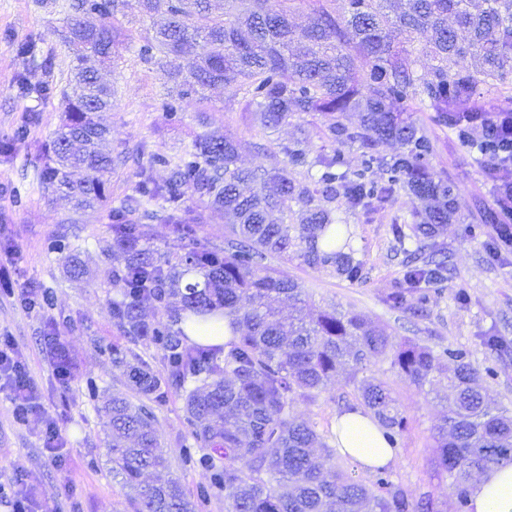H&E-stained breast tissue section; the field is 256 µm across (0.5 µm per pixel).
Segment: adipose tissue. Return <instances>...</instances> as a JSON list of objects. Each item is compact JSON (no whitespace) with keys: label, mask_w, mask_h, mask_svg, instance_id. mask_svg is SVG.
<instances>
[{"label":"adipose tissue","mask_w":512,"mask_h":512,"mask_svg":"<svg viewBox=\"0 0 512 512\" xmlns=\"http://www.w3.org/2000/svg\"><path fill=\"white\" fill-rule=\"evenodd\" d=\"M336 446L341 453L366 467H383L393 460L376 423L359 412L337 416ZM469 505L472 512H512V464L491 468L482 474Z\"/></svg>","instance_id":"ef3b65f1"}]
</instances>
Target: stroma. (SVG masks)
Instances as JSON below:
<instances>
[{"label":"stroma","mask_w":512,"mask_h":512,"mask_svg":"<svg viewBox=\"0 0 512 512\" xmlns=\"http://www.w3.org/2000/svg\"><path fill=\"white\" fill-rule=\"evenodd\" d=\"M62 4L63 0H0V140L12 137L25 116L36 117L26 137L16 143L11 159L0 160V264L9 266L17 285L53 294L52 306L30 311L17 296L0 291V332L12 336L19 358L67 442L61 464H52L38 429L17 423L11 403L0 392V484L22 479L35 488L48 512H131L120 481L107 464L109 437L101 414L112 397L137 398L124 369L113 364L109 353L121 340L109 311L112 226L103 210L70 221L65 200L43 195L36 178L39 150L58 128L62 107L58 95L24 96L16 84L23 73L33 84L49 78L56 86L65 85L74 59L57 34L65 17ZM121 23L124 35L115 45L118 66L113 71L100 70L116 88L112 109L103 115L117 157L113 199L131 193L138 180V148L159 149L174 157L204 131L232 137L242 166L249 168L281 165L284 156L279 144L293 140L303 128L314 150H330L315 118L304 126L291 121L267 136L254 119L245 87L237 82L209 92L204 100L193 96L179 101L177 117H170L165 73L138 56L144 37L152 33L151 20L141 14L140 0H125ZM31 37L36 38L40 54L37 62L27 64L18 57L17 46ZM414 116L426 124L435 142V169L456 182L462 199L458 217L446 224L440 237L449 255L448 279L432 293L426 316L393 310L384 302L404 270V256L394 250L392 235L393 225L407 222L413 207L411 198L402 193L367 216L347 210L344 203L336 205L337 215L350 224L354 245L365 262L362 281L352 284L294 264L285 265L284 271L308 289L314 307L356 308L393 336L438 350H459L476 368H494V375L484 380L486 394L512 411V363L503 364L483 343L489 334L512 342V254L492 257L483 239L492 230L485 217L495 208L493 187L479 160L450 129L431 123L425 110H415ZM63 237L72 244L66 256L50 248L53 239ZM49 324L63 337L74 364L72 379L65 386L55 379L42 355V336ZM376 368L409 417L399 451L389 465L392 480L413 498L431 495L438 512H469L449 496L447 475L435 472L430 464V430L444 412L447 384L436 380L420 390L400 380L389 361L377 362ZM89 377L100 387L93 402L83 395ZM352 392L353 373L348 370L316 401L298 403L295 413L326 438H333L336 417ZM182 406L174 392L155 404L168 467L146 470L144 478L149 482L178 479L192 498L206 477L182 465L181 444L189 436Z\"/></svg>","instance_id":"stroma-1"}]
</instances>
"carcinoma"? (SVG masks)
Listing matches in <instances>:
<instances>
[{
	"instance_id": "1",
	"label": "carcinoma",
	"mask_w": 512,
	"mask_h": 512,
	"mask_svg": "<svg viewBox=\"0 0 512 512\" xmlns=\"http://www.w3.org/2000/svg\"><path fill=\"white\" fill-rule=\"evenodd\" d=\"M121 2L68 0L59 37L74 50L75 65L66 85H30L21 75L17 84L24 95L59 92L64 116L43 153L40 188L70 200L76 214L109 207L112 322L130 344L153 347L162 357L156 370L133 349L112 347L114 363L128 371L140 396L138 404L114 397L105 408L112 473L134 512H194L179 482L142 480L145 470L167 463L150 402L172 391L181 394L192 427L183 464L207 473L198 496H224V512H435L432 498L412 501L383 467L369 483L355 478L345 469L349 455L294 413L342 369L357 373L388 355L397 375L419 389L435 376L448 380L452 398L432 430L431 464L448 474V492L466 506L474 475L512 463V415L486 399L480 371L459 351L395 339L360 310L331 305L304 312V288L276 265L360 281L364 261L350 225L336 217V201L367 215L403 191L423 206L412 211L410 224L395 225L394 240L403 251L414 244L427 258L407 266L384 302L404 310L421 284L446 279L438 238L459 213V192L433 170V141L403 105L415 102L433 113V122L478 156L489 178L511 189L512 142L487 132L473 100L478 84L495 88L512 80V0H343L341 14L322 3L300 28L292 22L293 0H225L221 18L213 16L211 0H140L144 16L164 17L139 55L167 72L169 108L241 78L265 132L320 115L322 134L337 148L314 155L304 136L280 146L283 165L250 170L237 165L232 138L204 132L176 158L141 151L146 162L134 192L111 207L114 158L98 113L112 110L115 89L85 62L91 53L117 66L112 43L120 35ZM90 15L98 25L86 23ZM415 41L433 60L422 72L407 47ZM347 112L361 113L360 124L347 125ZM33 121L27 116L13 137L0 141V158L11 157ZM388 140L400 150L382 155L378 146ZM354 145L361 163L351 169L343 147ZM157 167L167 170L162 181L154 177ZM300 167L315 188L296 179ZM194 201L224 211V245L201 235ZM491 220L497 230L489 251L512 252V202L503 200ZM152 222L168 226L164 250L146 246ZM273 295L294 309L288 321L276 318ZM146 301L157 311L151 320L142 314ZM221 319L230 333L222 344L194 341L183 329ZM485 342L512 358L505 340ZM353 398L349 410L371 416L397 450L408 418L389 384L375 375L356 379Z\"/></svg>"
}]
</instances>
